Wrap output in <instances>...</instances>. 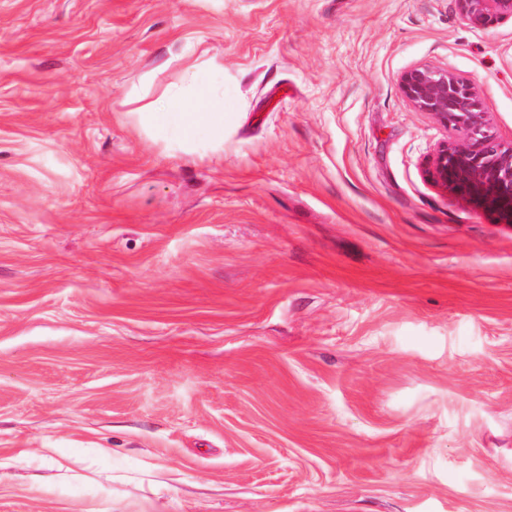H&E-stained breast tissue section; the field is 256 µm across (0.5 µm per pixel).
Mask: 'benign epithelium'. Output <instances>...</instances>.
Wrapping results in <instances>:
<instances>
[{
	"instance_id": "7a95c632",
	"label": "benign epithelium",
	"mask_w": 512,
	"mask_h": 512,
	"mask_svg": "<svg viewBox=\"0 0 512 512\" xmlns=\"http://www.w3.org/2000/svg\"><path fill=\"white\" fill-rule=\"evenodd\" d=\"M464 21L489 30L512 19V0H456ZM401 89L413 106L462 132L440 145L427 161V174L438 186L477 210L512 223V143L504 144L488 126L474 85L431 65L401 76Z\"/></svg>"
}]
</instances>
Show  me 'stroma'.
<instances>
[{"label":"stroma","mask_w":512,"mask_h":512,"mask_svg":"<svg viewBox=\"0 0 512 512\" xmlns=\"http://www.w3.org/2000/svg\"><path fill=\"white\" fill-rule=\"evenodd\" d=\"M418 65L512 142L456 0H0V512H512V227L427 176ZM182 103L177 96H170L165 106L158 112L160 117H174L178 119L180 142L188 144L195 139L201 127L210 128L213 153L217 157L224 156V100L217 99L210 102V112H182ZM19 462H25L26 467L34 471L54 470L67 473L70 469L71 461L58 448H40L39 454L33 460H28V455L24 450H20L16 456Z\"/></svg>","instance_id":"stroma-1"}]
</instances>
